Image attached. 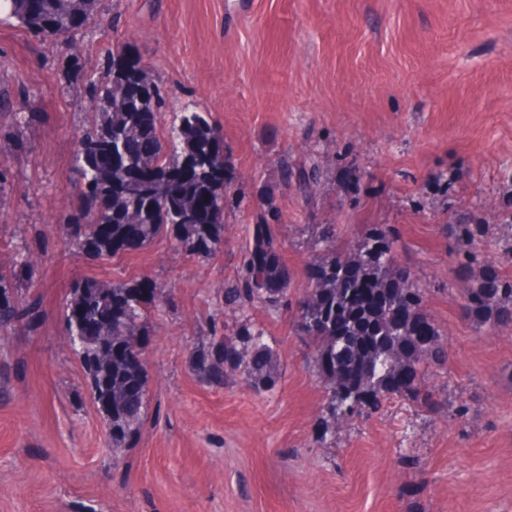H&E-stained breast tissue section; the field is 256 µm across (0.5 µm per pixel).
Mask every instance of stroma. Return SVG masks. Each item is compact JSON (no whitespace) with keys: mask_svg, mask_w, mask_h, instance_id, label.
Listing matches in <instances>:
<instances>
[{"mask_svg":"<svg viewBox=\"0 0 512 512\" xmlns=\"http://www.w3.org/2000/svg\"><path fill=\"white\" fill-rule=\"evenodd\" d=\"M97 17L72 50L0 22V103L18 114L0 134V257L30 259L14 299L43 312L0 343V512H512V332L463 317L448 237L485 225L501 242L492 266L512 276V0H97ZM119 42L222 129L247 206L225 210L216 255L158 238L99 261L67 234L90 87ZM313 164V190L285 182L283 167ZM261 207L293 274L287 302L253 314L277 383L214 387L187 345L218 325ZM320 224L341 248L365 225L395 229L448 341L435 409L394 398L324 432L325 381L292 328ZM83 277L165 289L132 448H113L64 339Z\"/></svg>","mask_w":512,"mask_h":512,"instance_id":"obj_1","label":"stroma"}]
</instances>
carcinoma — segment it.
Wrapping results in <instances>:
<instances>
[{
    "label": "carcinoma",
    "instance_id": "obj_1",
    "mask_svg": "<svg viewBox=\"0 0 512 512\" xmlns=\"http://www.w3.org/2000/svg\"><path fill=\"white\" fill-rule=\"evenodd\" d=\"M96 0H0V15L14 19L34 35L52 40L97 22ZM106 58L107 80L91 90L94 131L81 140L74 166L89 190L81 192L67 230L91 257L112 259L141 249L167 235L171 246L211 256L224 244V210L243 206L245 197L224 179L226 158L216 145L215 121L208 112L173 106L145 65L130 57L129 71L116 72ZM458 265L467 273L458 289L465 318L485 336L512 329V277L472 270L489 267L497 247L480 224H450ZM283 241L266 214L257 212L247 254L236 284L224 289V317L234 320L232 336H210L190 344V367L211 384L244 382L254 390L274 386L279 366L276 349L249 312L288 300L292 274L283 262ZM312 259L294 322L311 350L313 367L326 382L321 407L326 430L350 424L392 397L430 406L435 389L429 369L444 364L448 343L423 310V289L401 262L393 233L367 225L345 248L336 247V226L321 224L312 243ZM28 260L0 272V341L20 311L12 297ZM137 281H114L112 291L127 304L107 310L106 295L93 288L73 292L65 312V331L84 337L82 358L97 400L111 418L116 447H128L144 421L145 398L129 389L146 387V370L122 359H106L105 339L136 347L148 335V310L159 311L163 290L141 297Z\"/></svg>",
    "mask_w": 512,
    "mask_h": 512
}]
</instances>
